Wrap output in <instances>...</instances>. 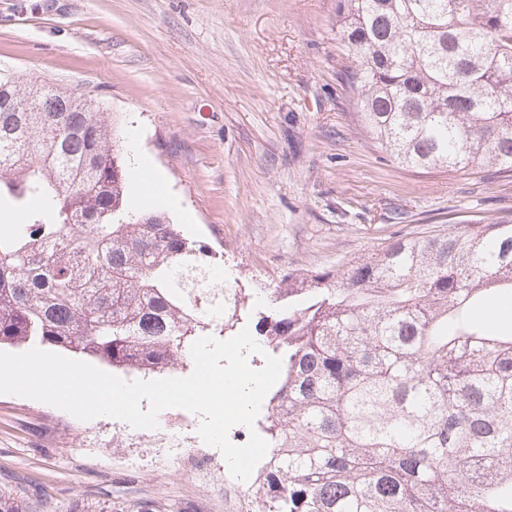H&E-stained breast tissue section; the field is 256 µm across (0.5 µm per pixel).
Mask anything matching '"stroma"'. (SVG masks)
Listing matches in <instances>:
<instances>
[{
    "label": "stroma",
    "instance_id": "stroma-1",
    "mask_svg": "<svg viewBox=\"0 0 512 512\" xmlns=\"http://www.w3.org/2000/svg\"><path fill=\"white\" fill-rule=\"evenodd\" d=\"M338 0H0V70L85 90L162 173L155 208L218 253L232 288L333 271L403 235L512 216V177L404 169L361 128ZM208 477L153 432L0 395V495L29 512H228L199 416L161 412Z\"/></svg>",
    "mask_w": 512,
    "mask_h": 512
}]
</instances>
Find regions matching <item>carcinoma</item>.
<instances>
[{"label":"carcinoma","instance_id":"obj_1","mask_svg":"<svg viewBox=\"0 0 512 512\" xmlns=\"http://www.w3.org/2000/svg\"><path fill=\"white\" fill-rule=\"evenodd\" d=\"M336 28L391 162L512 172V0H338ZM43 85L0 76V345L160 375L248 319L283 360L258 512H512V334L478 315L512 289V218L291 273L251 311L212 248L133 203L112 113Z\"/></svg>","mask_w":512,"mask_h":512}]
</instances>
